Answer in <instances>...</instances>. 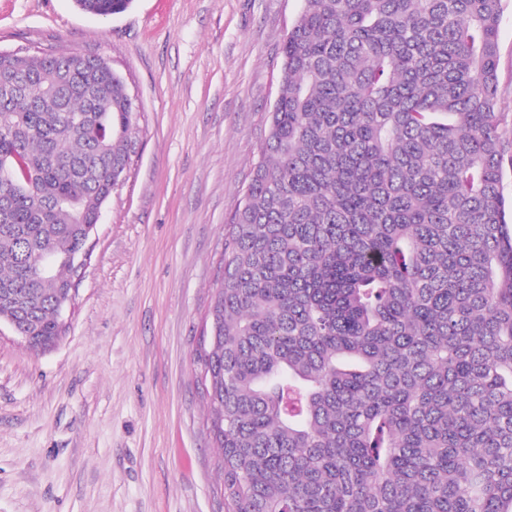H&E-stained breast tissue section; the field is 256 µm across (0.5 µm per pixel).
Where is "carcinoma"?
<instances>
[{"label":"carcinoma","instance_id":"carcinoma-1","mask_svg":"<svg viewBox=\"0 0 512 512\" xmlns=\"http://www.w3.org/2000/svg\"><path fill=\"white\" fill-rule=\"evenodd\" d=\"M501 15L304 0L202 357L225 512H512ZM135 112L95 55L0 59V323L34 350L67 332L66 258L122 180Z\"/></svg>","mask_w":512,"mask_h":512}]
</instances>
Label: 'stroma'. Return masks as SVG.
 <instances>
[{
  "instance_id": "1",
  "label": "stroma",
  "mask_w": 512,
  "mask_h": 512,
  "mask_svg": "<svg viewBox=\"0 0 512 512\" xmlns=\"http://www.w3.org/2000/svg\"><path fill=\"white\" fill-rule=\"evenodd\" d=\"M303 0H0V49L105 59L135 97L69 329L46 352L0 325V512H224L197 356ZM512 140V0L498 41ZM74 2L84 13L103 18L125 12L132 0H75Z\"/></svg>"
}]
</instances>
